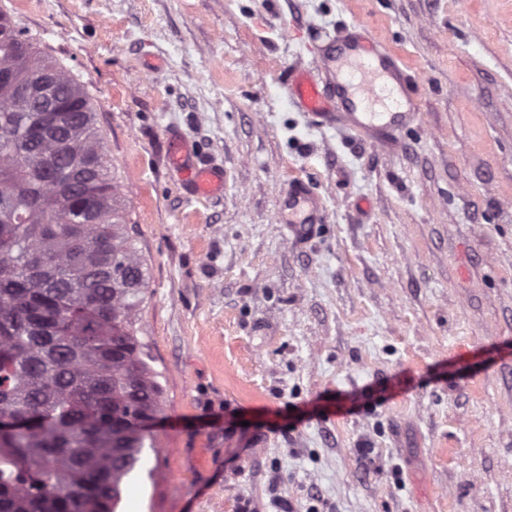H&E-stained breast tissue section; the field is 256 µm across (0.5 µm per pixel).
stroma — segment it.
I'll return each instance as SVG.
<instances>
[{
	"instance_id": "obj_1",
	"label": "stroma",
	"mask_w": 512,
	"mask_h": 512,
	"mask_svg": "<svg viewBox=\"0 0 512 512\" xmlns=\"http://www.w3.org/2000/svg\"><path fill=\"white\" fill-rule=\"evenodd\" d=\"M0 6L87 89L148 262L165 415L118 512H512V0ZM351 20L418 78L390 156L284 97ZM173 144L172 163L178 168H188L186 169V175L193 196L197 198L208 197L224 189V176L220 169L198 166L189 160L187 161L182 144L179 141H174ZM325 209L323 197L312 189L308 181L297 178L280 196L275 222L287 224L289 240L307 239L323 224Z\"/></svg>"
}]
</instances>
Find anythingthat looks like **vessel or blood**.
<instances>
[{"label":"vessel or blood","instance_id":"1","mask_svg":"<svg viewBox=\"0 0 512 512\" xmlns=\"http://www.w3.org/2000/svg\"><path fill=\"white\" fill-rule=\"evenodd\" d=\"M417 78L401 59L360 23L344 25L328 39L311 64H298L286 83L289 101L319 128L344 127L358 133L384 154L399 147L401 134L418 118ZM175 167L185 169L193 196L221 192V170L188 164L181 143L171 153ZM325 201L309 182L297 178L281 195L275 221L287 225L288 238H309L324 222Z\"/></svg>","mask_w":512,"mask_h":512}]
</instances>
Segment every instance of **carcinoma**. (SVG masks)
<instances>
[{"mask_svg":"<svg viewBox=\"0 0 512 512\" xmlns=\"http://www.w3.org/2000/svg\"><path fill=\"white\" fill-rule=\"evenodd\" d=\"M52 69L60 102L15 88ZM0 512H115L163 417L147 259L91 98L0 9Z\"/></svg>","mask_w":512,"mask_h":512,"instance_id":"cac0c4a2","label":"carcinoma"}]
</instances>
